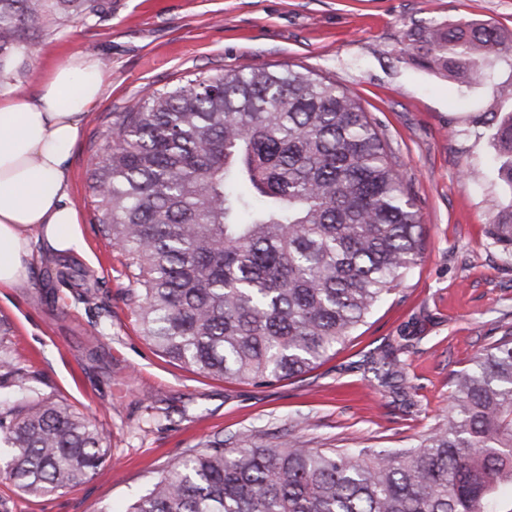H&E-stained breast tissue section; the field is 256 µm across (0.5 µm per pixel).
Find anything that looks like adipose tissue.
Returning <instances> with one entry per match:
<instances>
[{"instance_id": "adipose-tissue-1", "label": "adipose tissue", "mask_w": 512, "mask_h": 512, "mask_svg": "<svg viewBox=\"0 0 512 512\" xmlns=\"http://www.w3.org/2000/svg\"><path fill=\"white\" fill-rule=\"evenodd\" d=\"M106 80L96 57L75 52L48 71L34 93L0 95V286L26 283L28 233L57 253L80 249L68 160Z\"/></svg>"}]
</instances>
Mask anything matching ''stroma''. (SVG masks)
I'll return each mask as SVG.
<instances>
[{"mask_svg": "<svg viewBox=\"0 0 512 512\" xmlns=\"http://www.w3.org/2000/svg\"><path fill=\"white\" fill-rule=\"evenodd\" d=\"M475 20L512 34V0H112L99 17L52 24L10 87L34 90L71 53L106 62L104 97L69 159L85 247L51 255L30 241L29 279L0 288L8 346L44 395L109 433L89 479L44 496L0 470V512H126L173 463L207 441L263 446L287 435L308 448H406L448 419L449 376L512 327V257L487 245L512 201L495 172L493 130L507 111L512 53L491 56L461 86L417 60L409 33ZM300 66L354 92L383 131L426 226L421 262L355 332L302 377L265 385L208 378L159 354L126 302L134 284L99 232L90 171L121 112L145 87L194 72ZM482 171L474 182L464 169ZM85 272L87 286L58 282ZM395 353L404 392L379 386L370 357Z\"/></svg>", "mask_w": 512, "mask_h": 512, "instance_id": "35a3bbf8", "label": "stroma"}]
</instances>
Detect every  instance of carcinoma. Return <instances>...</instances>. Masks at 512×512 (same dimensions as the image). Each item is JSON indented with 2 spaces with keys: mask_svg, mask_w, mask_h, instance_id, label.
<instances>
[{
  "mask_svg": "<svg viewBox=\"0 0 512 512\" xmlns=\"http://www.w3.org/2000/svg\"><path fill=\"white\" fill-rule=\"evenodd\" d=\"M108 0H0V82L31 60L57 19ZM508 37L462 21L419 38V58L460 85ZM91 172L100 232L137 288L127 302L162 355L255 385L312 370L423 255L417 198L371 114L335 80L291 67L201 73L153 89L112 129ZM493 141L512 189V111ZM512 257V202L488 225ZM0 446L22 491L47 495L105 462L107 430L45 396L3 340ZM382 386L398 360L371 361ZM448 423L412 448L253 446L224 440L172 464L126 512H512V330L450 379Z\"/></svg>",
  "mask_w": 512,
  "mask_h": 512,
  "instance_id": "obj_1",
  "label": "carcinoma"
}]
</instances>
